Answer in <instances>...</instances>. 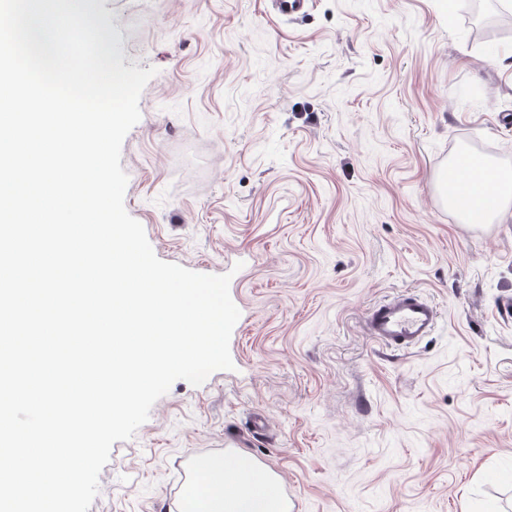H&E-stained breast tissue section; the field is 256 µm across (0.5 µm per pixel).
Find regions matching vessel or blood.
<instances>
[{
  "label": "vessel or blood",
  "instance_id": "vessel-or-blood-1",
  "mask_svg": "<svg viewBox=\"0 0 512 512\" xmlns=\"http://www.w3.org/2000/svg\"><path fill=\"white\" fill-rule=\"evenodd\" d=\"M439 311L424 298L413 294L397 296L376 306L366 328L379 344L410 348L434 330Z\"/></svg>",
  "mask_w": 512,
  "mask_h": 512
}]
</instances>
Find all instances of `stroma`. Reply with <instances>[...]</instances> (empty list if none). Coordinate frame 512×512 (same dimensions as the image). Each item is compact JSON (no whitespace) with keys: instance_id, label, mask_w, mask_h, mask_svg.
Here are the masks:
<instances>
[{"instance_id":"35a3bbf8","label":"stroma","mask_w":512,"mask_h":512,"mask_svg":"<svg viewBox=\"0 0 512 512\" xmlns=\"http://www.w3.org/2000/svg\"><path fill=\"white\" fill-rule=\"evenodd\" d=\"M495 0H97L156 68L121 151L156 256L231 274L233 370L175 381L115 442L89 512H174L187 458L243 449L291 512H512V220L437 196L473 153L512 168V21ZM416 349L367 335L404 291ZM266 427L257 430L255 422ZM439 311L424 298L413 294L397 296L376 306L366 328L379 344L410 348L434 330Z\"/></svg>"}]
</instances>
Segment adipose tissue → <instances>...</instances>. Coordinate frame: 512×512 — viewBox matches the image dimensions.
<instances>
[{
	"label": "adipose tissue",
	"instance_id": "ef3b65f1",
	"mask_svg": "<svg viewBox=\"0 0 512 512\" xmlns=\"http://www.w3.org/2000/svg\"><path fill=\"white\" fill-rule=\"evenodd\" d=\"M447 202L460 207L465 221L502 218L512 214V172L492 171L489 179L466 177L447 188ZM202 477L186 489L179 512H287L276 475L238 449L230 455L202 461Z\"/></svg>",
	"mask_w": 512,
	"mask_h": 512
}]
</instances>
